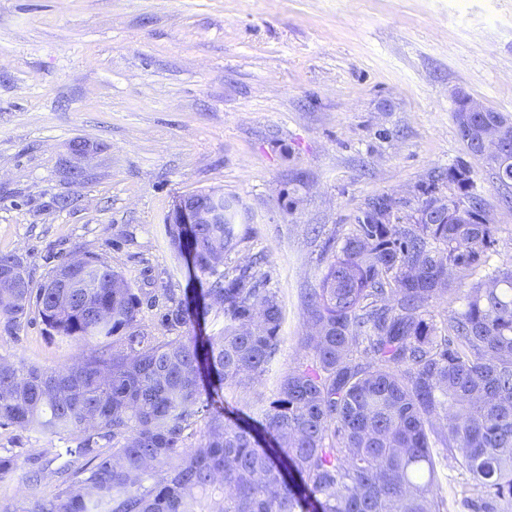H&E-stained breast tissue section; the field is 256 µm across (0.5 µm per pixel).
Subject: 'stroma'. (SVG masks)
<instances>
[{"mask_svg":"<svg viewBox=\"0 0 512 512\" xmlns=\"http://www.w3.org/2000/svg\"><path fill=\"white\" fill-rule=\"evenodd\" d=\"M459 91L512 113V0H0V252L37 283L94 253L180 298L164 219L179 196L223 193L240 211L225 271L262 258L283 312L269 370L224 390L226 411L258 415L306 356V296L368 199H412L466 161L495 225L477 276L512 257V204L467 154ZM77 137L95 149L82 183ZM85 353L37 321L0 329L9 359ZM76 444L0 428L24 456Z\"/></svg>","mask_w":512,"mask_h":512,"instance_id":"1","label":"stroma"}]
</instances>
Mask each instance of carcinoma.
I'll list each match as a JSON object with an SVG mask.
<instances>
[{
  "instance_id": "obj_1",
  "label": "carcinoma",
  "mask_w": 512,
  "mask_h": 512,
  "mask_svg": "<svg viewBox=\"0 0 512 512\" xmlns=\"http://www.w3.org/2000/svg\"><path fill=\"white\" fill-rule=\"evenodd\" d=\"M491 176L512 186L511 146ZM404 206L368 200L307 297L310 357L260 421L225 418L224 387L267 371L282 309L258 262L223 271L231 201L222 224L165 225L191 287L161 307L158 335L139 291L95 254L79 288H0L4 331L36 317L90 347L62 369L0 357V427L79 438L63 465L27 458V494L0 512H448L434 488L450 459L473 512H512V261L473 279L494 225L468 164L418 186L414 211L431 223H408ZM461 287V307L435 318L433 300ZM213 311L224 325L208 335Z\"/></svg>"
}]
</instances>
